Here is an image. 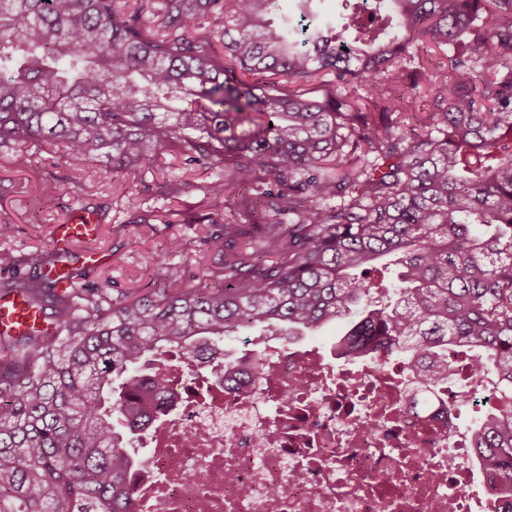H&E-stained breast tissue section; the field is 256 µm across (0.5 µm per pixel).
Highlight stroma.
Instances as JSON below:
<instances>
[{
	"label": "stroma",
	"mask_w": 512,
	"mask_h": 512,
	"mask_svg": "<svg viewBox=\"0 0 512 512\" xmlns=\"http://www.w3.org/2000/svg\"><path fill=\"white\" fill-rule=\"evenodd\" d=\"M342 10L341 0H313L310 13L304 14L299 0H282L277 21L283 25L304 17L312 24L331 27ZM129 175L140 189L134 206L120 192L100 183L95 168H88L84 181L74 185L60 155L40 151L21 165L10 156H0V222L13 227L0 248L23 260L55 247V224L86 206L98 210L103 222L94 237L72 242L70 255L76 269L88 270L90 281L111 294L159 286L165 273L156 268L154 257L162 252L169 256L178 285L185 288L195 285L201 270L223 264L222 225H213L215 238L205 244L196 225L184 221L186 215L207 213L214 204L206 189L217 181L216 171L185 166L173 154L140 164ZM49 180L60 184L61 190L46 198L40 186ZM170 180L185 184L174 199L162 190Z\"/></svg>",
	"instance_id": "stroma-1"
}]
</instances>
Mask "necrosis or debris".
Wrapping results in <instances>:
<instances>
[{
  "instance_id": "obj_1",
  "label": "necrosis or debris",
  "mask_w": 512,
  "mask_h": 512,
  "mask_svg": "<svg viewBox=\"0 0 512 512\" xmlns=\"http://www.w3.org/2000/svg\"><path fill=\"white\" fill-rule=\"evenodd\" d=\"M411 375L400 354L335 364L275 334L192 381L170 367L138 512H504L456 407L413 403Z\"/></svg>"
}]
</instances>
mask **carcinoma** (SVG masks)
<instances>
[{
    "label": "carcinoma",
    "mask_w": 512,
    "mask_h": 512,
    "mask_svg": "<svg viewBox=\"0 0 512 512\" xmlns=\"http://www.w3.org/2000/svg\"><path fill=\"white\" fill-rule=\"evenodd\" d=\"M278 2L0 0V148L57 147L76 183L103 162L109 186L175 151L242 218L196 220L205 242L224 225V264L190 288L112 298L71 269L61 292L56 251L0 278L59 329L0 336V512H135L128 445L167 394L159 363L353 310L336 353L399 351L417 396L450 355L492 373L477 453L512 495V0H345L330 31L271 24ZM320 72L338 89L316 94Z\"/></svg>",
    "instance_id": "obj_1"
}]
</instances>
